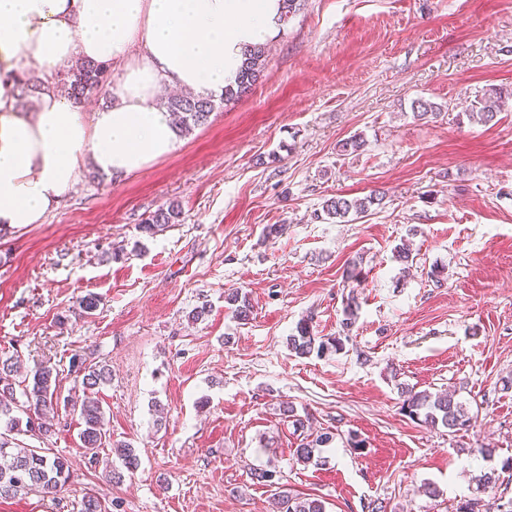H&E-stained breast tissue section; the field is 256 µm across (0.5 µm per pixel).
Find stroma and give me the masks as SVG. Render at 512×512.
Wrapping results in <instances>:
<instances>
[{"label": "stroma", "instance_id": "1", "mask_svg": "<svg viewBox=\"0 0 512 512\" xmlns=\"http://www.w3.org/2000/svg\"><path fill=\"white\" fill-rule=\"evenodd\" d=\"M492 87L512 91V0H305L269 38L253 90L217 104L173 152L120 179L84 166L43 223L0 233V356L26 371L55 363L64 397L72 355L112 370L96 393L97 460L78 413L60 410L44 443L69 459L68 481L0 499V512H77L87 493L102 512H276L282 489L327 512L512 499L510 479L478 484L512 460V99L487 125L460 107ZM420 98L439 115L415 118ZM354 136L364 148L342 151ZM375 190L383 207L322 215L330 198ZM172 202L180 221L142 232ZM274 224L283 234L267 236ZM402 243L412 265L395 258ZM353 261L356 281L344 277ZM230 288L249 296L248 322L227 308ZM88 294L100 301L89 315ZM351 294L342 351H289L308 316L336 336ZM203 304L209 315L192 320ZM404 386L454 391L471 427L413 422ZM286 405L335 433L321 463L297 462ZM353 433L363 450L347 447ZM259 469L279 485L256 483Z\"/></svg>", "mask_w": 512, "mask_h": 512}]
</instances>
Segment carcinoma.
I'll return each mask as SVG.
<instances>
[{"label":"carcinoma","instance_id":"1","mask_svg":"<svg viewBox=\"0 0 512 512\" xmlns=\"http://www.w3.org/2000/svg\"><path fill=\"white\" fill-rule=\"evenodd\" d=\"M267 47L264 44L250 46L244 50V60L233 82L225 87L224 103L234 102L252 90L262 78ZM73 100L80 102L90 94L102 89L112 81L110 65L89 61L76 62L61 78ZM43 84L34 76H29L20 84L18 106L27 107L29 97L41 90ZM512 96L501 89L493 88L484 98L463 106L465 115L478 122L488 124L494 121L501 111L503 99ZM164 108L175 120L177 131L190 133L194 128L205 124L215 109L214 100L206 97L170 96L163 102ZM385 193L374 192L363 198L348 199L343 196L326 201L323 211L334 219H345L350 213L363 214L373 206H382ZM182 210L179 204L171 203L155 211L142 226L144 232L154 234L169 224L179 221ZM224 302L233 310L240 321H247L252 314V304L248 295L239 290L224 293ZM356 298L347 299L341 331L349 334L357 319ZM288 349L299 357L316 354L323 356L329 352H339L344 348L343 338H324L314 333L313 320L301 319L294 333L288 336ZM71 371L80 381L82 389L92 390L101 384L112 381V370L106 363H88L79 355L70 358ZM21 387V397H16V387ZM59 371L45 364L34 371L32 376L21 375L18 359L11 356L0 358V423L7 431L18 434L29 433L47 437L55 432L53 419L49 413L58 407ZM403 402L401 409L411 420L428 427L442 426L454 433L471 425L472 416L465 405L451 393H435L401 389ZM72 410L79 412L84 428L79 433L81 447L85 452L96 454L101 447L104 432V414L99 402L86 396L78 401L66 400ZM335 439L332 432H322L313 437L304 436L296 448V458L306 464L313 462L314 451L330 445ZM123 466L130 473L138 470L141 461L135 449L126 443L118 444ZM0 499H11L29 492L53 493L66 483L70 476L68 462L52 452L50 448H29L15 438L0 434ZM277 512H326L325 504L318 498H305L289 491H282L277 499Z\"/></svg>","mask_w":512,"mask_h":512}]
</instances>
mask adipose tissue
Masks as SVG:
<instances>
[{
	"label": "adipose tissue",
	"instance_id": "adipose-tissue-1",
	"mask_svg": "<svg viewBox=\"0 0 512 512\" xmlns=\"http://www.w3.org/2000/svg\"><path fill=\"white\" fill-rule=\"evenodd\" d=\"M279 18V0H0V231L42 223L84 160L126 177L171 153L162 91L223 95ZM78 60L119 65L107 102L89 109L56 90ZM29 70L45 87L22 109Z\"/></svg>",
	"mask_w": 512,
	"mask_h": 512
}]
</instances>
